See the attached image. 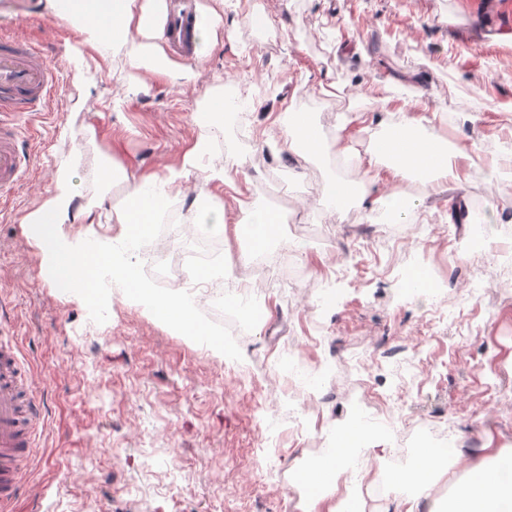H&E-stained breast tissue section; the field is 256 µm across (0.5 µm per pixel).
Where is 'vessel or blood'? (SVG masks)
I'll use <instances>...</instances> for the list:
<instances>
[{
  "mask_svg": "<svg viewBox=\"0 0 512 512\" xmlns=\"http://www.w3.org/2000/svg\"><path fill=\"white\" fill-rule=\"evenodd\" d=\"M196 18V10L191 9L182 20H166L167 39L182 44L185 29L192 27ZM53 82V67L41 50L18 40L0 41L1 189L18 183L23 161L7 124L35 112ZM33 392L31 374L17 346L0 344V512H11L24 465L37 445L42 420Z\"/></svg>",
  "mask_w": 512,
  "mask_h": 512,
  "instance_id": "vessel-or-blood-1",
  "label": "vessel or blood"
}]
</instances>
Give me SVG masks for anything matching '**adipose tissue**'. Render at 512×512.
I'll return each mask as SVG.
<instances>
[{
  "instance_id": "1",
  "label": "adipose tissue",
  "mask_w": 512,
  "mask_h": 512,
  "mask_svg": "<svg viewBox=\"0 0 512 512\" xmlns=\"http://www.w3.org/2000/svg\"><path fill=\"white\" fill-rule=\"evenodd\" d=\"M51 6L71 22L81 43L104 52L119 50L123 58L121 75L127 81L138 82L145 71L163 73L170 68L167 56L147 41L152 16L148 5L138 4L137 0H51ZM382 109L393 112L395 119L389 133L377 137L372 148L358 160L363 187L356 197L359 207L372 211L380 206L394 214L408 213L409 203L403 196L381 190L390 174L426 173L433 188L448 179H465L464 170L449 166L446 144L419 133L420 128L438 118V111L430 110L421 101L411 110L387 103ZM225 110L220 96L201 103L193 114L198 136L182 167L129 183L127 203L120 208L107 206L103 194L94 203H80L73 167L70 161H59L47 198L25 218L28 224L50 227L49 238L41 246L44 273L55 280H92L94 292L87 301L99 307L106 302L109 283H137L138 271L130 259L131 244L145 229L161 221L169 203L182 207V223L209 235H223V202L212 196L188 198L182 185L191 170L209 155L213 143L223 136ZM72 224L87 225L88 230L83 235L70 236L67 228ZM103 224L115 225V233L99 234L97 228ZM326 457L327 475L319 490L308 493L306 512H318V505L324 501L329 504L327 512H354L359 488L350 466V449L332 447L327 449ZM429 462L435 474L459 464L464 467V474L454 482L447 501L429 505L426 484L395 482L391 485L394 512H512V448H485L477 454L456 448L451 459L434 454Z\"/></svg>"
}]
</instances>
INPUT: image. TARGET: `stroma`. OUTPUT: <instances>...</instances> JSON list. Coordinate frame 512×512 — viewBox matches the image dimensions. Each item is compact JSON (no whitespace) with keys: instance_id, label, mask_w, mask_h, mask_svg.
<instances>
[{"instance_id":"stroma-1","label":"stroma","mask_w":512,"mask_h":512,"mask_svg":"<svg viewBox=\"0 0 512 512\" xmlns=\"http://www.w3.org/2000/svg\"><path fill=\"white\" fill-rule=\"evenodd\" d=\"M504 29L512 30V0H224L209 54L168 51L169 73L132 85L119 76L120 55L80 45L50 0H20L0 13V36L45 52L57 84L18 122L22 184L0 190V338L33 367L45 422L14 512H304L298 474L310 450L260 403L270 394L267 357L297 343L326 365L377 353L367 371L341 369L315 389L308 435L320 448L353 416L382 426L392 452L418 423L446 427L456 442L512 447V421L499 420L488 398L495 386L512 401V283L499 277L505 259L482 251L476 228L448 221L453 205L480 211L486 166L512 135V43L496 38ZM306 81L328 84V94L298 93ZM227 82L252 93L244 114L224 121L225 134L244 130L243 165L231 182L211 180L225 160L216 143L189 187L223 200L229 262L245 249L240 203L264 205L260 186L285 184L296 208L281 216L280 237L310 275L293 291L278 285L257 330L224 336L220 355L129 299L123 285L94 308L48 278L24 218L63 158L83 199L105 190L115 207L126 202V179L180 168L197 137V102ZM419 96L447 113L425 132L444 140L449 164L470 177L438 194L421 175L401 177L419 185L409 203L428 222L398 250V216L371 218L352 201L329 216L335 174L322 155L297 148L276 116L289 107L308 113L330 142L343 118L363 111L369 129L351 143L357 156L387 119L383 102ZM77 121L94 135L75 136ZM109 159L124 180H105ZM424 271L436 286L418 294L408 281ZM467 285L475 296L464 315L439 323L428 341L417 338L425 305L452 301ZM304 299L316 303L313 313L303 312ZM417 355L429 365L413 378L405 367ZM361 378L399 397L398 420L362 406Z\"/></svg>"}]
</instances>
